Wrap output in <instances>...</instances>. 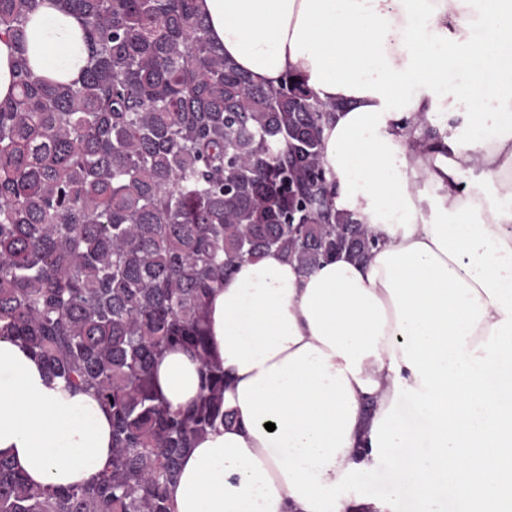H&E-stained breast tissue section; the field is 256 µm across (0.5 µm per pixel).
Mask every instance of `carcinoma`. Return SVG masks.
Returning a JSON list of instances; mask_svg holds the SVG:
<instances>
[{
    "mask_svg": "<svg viewBox=\"0 0 512 512\" xmlns=\"http://www.w3.org/2000/svg\"><path fill=\"white\" fill-rule=\"evenodd\" d=\"M87 33L70 82L35 77L26 23L39 0H0L16 49L0 101V338L112 418V458L54 490L0 456V512H171L198 436L232 421L207 355L213 288L276 250L307 275L376 247L335 212L322 158L334 106L300 80L255 85L206 36L196 0H58ZM202 361L201 395L173 411L153 368Z\"/></svg>",
    "mask_w": 512,
    "mask_h": 512,
    "instance_id": "1",
    "label": "carcinoma"
}]
</instances>
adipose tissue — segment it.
Here are the masks:
<instances>
[{
  "instance_id": "ef3b65f1",
  "label": "adipose tissue",
  "mask_w": 512,
  "mask_h": 512,
  "mask_svg": "<svg viewBox=\"0 0 512 512\" xmlns=\"http://www.w3.org/2000/svg\"><path fill=\"white\" fill-rule=\"evenodd\" d=\"M212 43L252 81L301 79L335 104L323 160L335 211L377 246L310 275L276 251L207 299L208 357L234 421L197 439L172 512H512V0H197ZM35 75L76 79L81 20L40 0ZM439 116L440 142L417 116ZM176 347L154 383L171 410L200 393ZM409 408L429 447L410 453ZM274 423L267 431L266 423ZM402 449L404 484L351 497ZM0 455L38 485L96 480L110 415L0 338Z\"/></svg>"
}]
</instances>
